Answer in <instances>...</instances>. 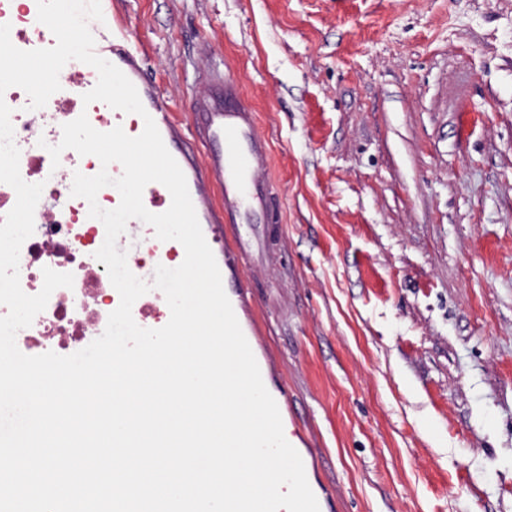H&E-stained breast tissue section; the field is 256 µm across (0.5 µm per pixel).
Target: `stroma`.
Returning a JSON list of instances; mask_svg holds the SVG:
<instances>
[{
	"mask_svg": "<svg viewBox=\"0 0 512 512\" xmlns=\"http://www.w3.org/2000/svg\"><path fill=\"white\" fill-rule=\"evenodd\" d=\"M271 154L266 342L337 512H512V0H109Z\"/></svg>",
	"mask_w": 512,
	"mask_h": 512,
	"instance_id": "35a3bbf8",
	"label": "stroma"
}]
</instances>
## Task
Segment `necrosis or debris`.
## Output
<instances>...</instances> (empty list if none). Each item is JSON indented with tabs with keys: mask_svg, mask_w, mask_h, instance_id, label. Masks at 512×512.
Listing matches in <instances>:
<instances>
[{
	"mask_svg": "<svg viewBox=\"0 0 512 512\" xmlns=\"http://www.w3.org/2000/svg\"><path fill=\"white\" fill-rule=\"evenodd\" d=\"M60 215L41 224L22 245L19 276L22 290L40 292L43 270L69 273L74 283L56 289L31 326L16 336L18 349L35 356L48 351L73 354L101 336L120 295L106 266L95 253L104 241L103 225L87 223L79 198L64 194Z\"/></svg>",
	"mask_w": 512,
	"mask_h": 512,
	"instance_id": "necrosis-or-debris-1",
	"label": "necrosis or debris"
}]
</instances>
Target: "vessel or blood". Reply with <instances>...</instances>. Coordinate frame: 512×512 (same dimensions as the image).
<instances>
[{"instance_id":"1","label":"vessel or blood","mask_w":512,"mask_h":512,"mask_svg":"<svg viewBox=\"0 0 512 512\" xmlns=\"http://www.w3.org/2000/svg\"><path fill=\"white\" fill-rule=\"evenodd\" d=\"M37 0H0V24H10L12 43L19 49L49 48L56 39L37 19ZM112 62L135 85L141 102L154 120L162 139L185 174L199 224L219 266L224 290L255 356L263 379H270L269 350L262 341L264 323L255 310L253 286L267 269L270 256L269 227L277 223V201L269 179V148L257 130L254 112L241 99L239 84L208 69L195 78L191 99L193 125L183 135L174 114L160 102V91L142 66L141 53L129 39H113L109 46ZM72 60L65 67L56 94L63 122L85 114L82 95L91 90L95 79L73 87L69 75L82 69ZM90 124L107 132L125 126L129 116L101 105L98 113L87 114ZM143 203L153 213L166 211L171 195L160 183H149ZM121 248L131 258V272L145 282L154 280L156 266L174 267L170 252L154 250L153 242L139 230L138 220H130L119 238ZM153 250L152 265L138 266L135 256ZM154 289L136 300L134 321L143 328H160L153 309L164 303Z\"/></svg>"}]
</instances>
